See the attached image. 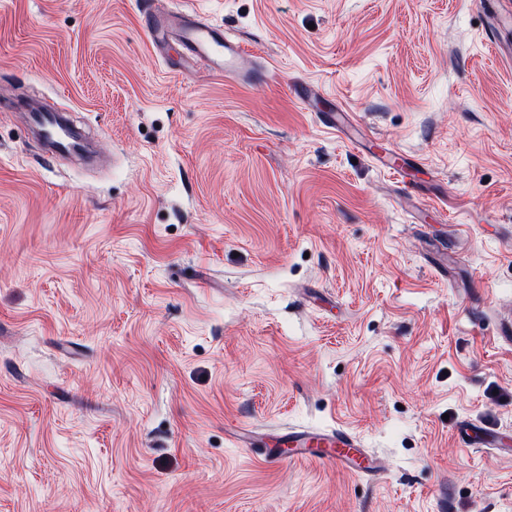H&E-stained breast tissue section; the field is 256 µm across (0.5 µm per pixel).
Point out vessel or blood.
Listing matches in <instances>:
<instances>
[{
    "mask_svg": "<svg viewBox=\"0 0 512 512\" xmlns=\"http://www.w3.org/2000/svg\"><path fill=\"white\" fill-rule=\"evenodd\" d=\"M141 20L158 50L178 47L182 59L208 69L211 73L244 80L256 76L250 54L242 44L225 36L216 25L202 21L197 10L185 7L172 13L154 10L143 0ZM61 116L56 112L35 115L37 127L48 134L56 150H64L69 138L60 131ZM264 455L270 460L317 459L349 471L373 469L375 459L353 433L337 428L330 431L294 430L283 434Z\"/></svg>",
    "mask_w": 512,
    "mask_h": 512,
    "instance_id": "vessel-or-blood-1",
    "label": "vessel or blood"
}]
</instances>
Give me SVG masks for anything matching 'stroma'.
Here are the masks:
<instances>
[{
	"label": "stroma",
	"instance_id": "obj_1",
	"mask_svg": "<svg viewBox=\"0 0 512 512\" xmlns=\"http://www.w3.org/2000/svg\"><path fill=\"white\" fill-rule=\"evenodd\" d=\"M185 1L272 79L173 70L137 0H0V512H512L502 0ZM22 91L102 164L45 158ZM264 456L270 460L317 459L352 472L377 468L376 459L362 448L359 438L341 428L288 431L273 447H265Z\"/></svg>",
	"mask_w": 512,
	"mask_h": 512
}]
</instances>
